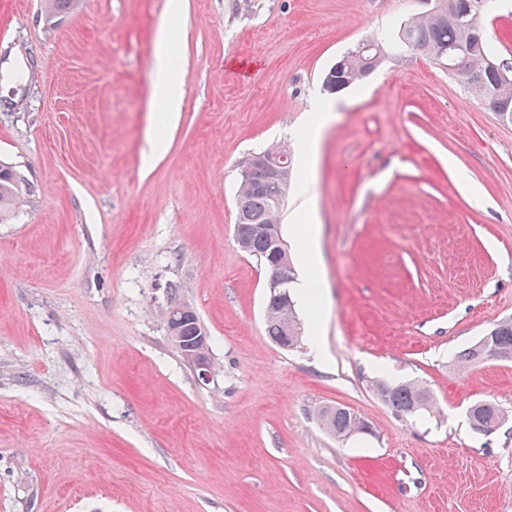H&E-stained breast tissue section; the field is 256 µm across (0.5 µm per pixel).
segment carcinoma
<instances>
[{
    "label": "carcinoma",
    "mask_w": 512,
    "mask_h": 512,
    "mask_svg": "<svg viewBox=\"0 0 512 512\" xmlns=\"http://www.w3.org/2000/svg\"><path fill=\"white\" fill-rule=\"evenodd\" d=\"M490 0H436L435 10L407 19L396 34L388 32L372 34L362 44L372 46L364 54L351 50L334 64L336 82L346 86L363 80L377 68L380 59L378 49L399 44L407 53L439 65L461 81L480 100L488 101L498 96L500 105H507L512 117V65L502 66L490 54L487 36L481 24L482 12ZM74 0H43L45 16L52 21L68 13ZM271 149L286 157V166L276 176L258 175L249 182L238 185L236 234L243 251L257 259L265 269H271L270 234L280 230L282 201L286 200L291 180V156L282 145ZM26 188L24 176L9 163L0 161V222L19 203ZM177 307L188 309L183 314L167 310L165 320H178L184 336H194L204 331V325L193 308L179 303ZM296 317L293 300H284L276 294L268 296L265 331L275 343H297L293 324L286 319ZM488 340H479L460 352L459 366L475 364L486 357L493 347L505 354L503 361H512V319L502 321L486 333ZM375 387L380 398L399 417L422 419L437 412L432 392L412 381H388L379 379ZM323 428L338 439H346L352 433H360L364 423L350 409L343 406H326L319 412ZM468 419L474 429L487 432L499 426L504 413L493 402L479 400L468 409Z\"/></svg>",
    "instance_id": "carcinoma-1"
}]
</instances>
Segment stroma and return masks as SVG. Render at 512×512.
Here are the masks:
<instances>
[{
  "label": "stroma",
  "instance_id": "35a3bbf8",
  "mask_svg": "<svg viewBox=\"0 0 512 512\" xmlns=\"http://www.w3.org/2000/svg\"><path fill=\"white\" fill-rule=\"evenodd\" d=\"M430 7L78 0L52 27L40 0H0V161L27 182L0 223V512H512V361L456 367L512 319V119L403 51L323 85ZM164 27L172 122L153 96ZM485 27L512 60V0ZM316 102L340 109L309 154ZM276 143L295 267L292 225L320 228V310L296 303L292 349L266 336L268 274L234 233L241 163ZM174 301L206 328L209 381L167 335ZM378 378L425 384L439 416L401 419ZM479 400L508 414L493 432L467 419ZM328 404L369 433H326Z\"/></svg>",
  "mask_w": 512,
  "mask_h": 512
}]
</instances>
